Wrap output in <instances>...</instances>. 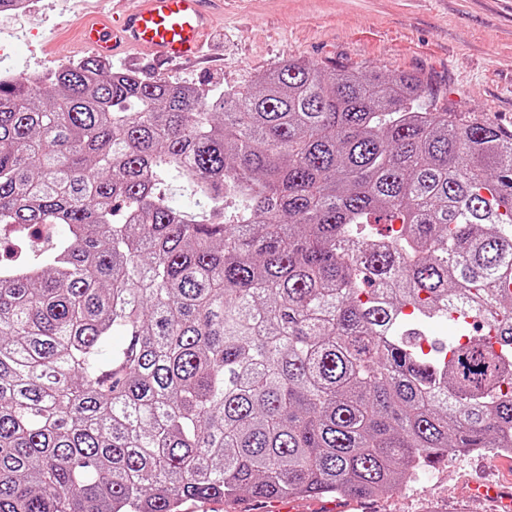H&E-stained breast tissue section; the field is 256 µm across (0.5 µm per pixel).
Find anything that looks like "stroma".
<instances>
[{
  "label": "stroma",
  "mask_w": 512,
  "mask_h": 512,
  "mask_svg": "<svg viewBox=\"0 0 512 512\" xmlns=\"http://www.w3.org/2000/svg\"><path fill=\"white\" fill-rule=\"evenodd\" d=\"M112 0H34L29 13L0 14V39L12 41V66L51 71L88 57L75 34ZM291 59L344 71L419 74L438 107L512 130V0H224L203 56L155 68L145 49L112 58L145 78L187 85L254 86ZM494 482L512 493V457L452 453L403 490L377 499L296 498V512H501L471 486Z\"/></svg>",
  "instance_id": "obj_1"
}]
</instances>
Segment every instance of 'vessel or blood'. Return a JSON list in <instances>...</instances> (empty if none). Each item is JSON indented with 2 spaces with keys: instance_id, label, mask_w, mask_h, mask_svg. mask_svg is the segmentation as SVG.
<instances>
[{
  "instance_id": "1",
  "label": "vessel or blood",
  "mask_w": 512,
  "mask_h": 512,
  "mask_svg": "<svg viewBox=\"0 0 512 512\" xmlns=\"http://www.w3.org/2000/svg\"><path fill=\"white\" fill-rule=\"evenodd\" d=\"M210 24L204 0H135L114 19L85 23L80 44L108 59L127 47H144L157 62L194 57Z\"/></svg>"
}]
</instances>
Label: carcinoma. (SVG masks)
<instances>
[{
    "label": "carcinoma",
    "mask_w": 512,
    "mask_h": 512,
    "mask_svg": "<svg viewBox=\"0 0 512 512\" xmlns=\"http://www.w3.org/2000/svg\"><path fill=\"white\" fill-rule=\"evenodd\" d=\"M426 94L0 79V226L67 227L0 262V512L371 498L512 449V130Z\"/></svg>",
    "instance_id": "1"
}]
</instances>
